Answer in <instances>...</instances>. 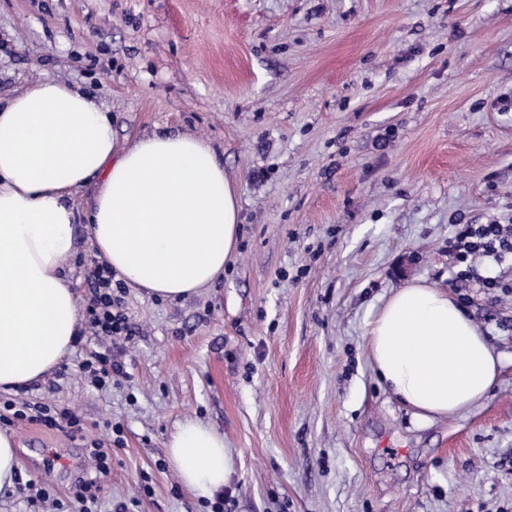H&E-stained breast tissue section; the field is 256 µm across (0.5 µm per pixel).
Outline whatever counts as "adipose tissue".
Returning a JSON list of instances; mask_svg holds the SVG:
<instances>
[{"label": "adipose tissue", "instance_id": "obj_1", "mask_svg": "<svg viewBox=\"0 0 512 512\" xmlns=\"http://www.w3.org/2000/svg\"><path fill=\"white\" fill-rule=\"evenodd\" d=\"M97 258L128 284L176 301L223 275L238 243V192L211 146L152 132L124 150L112 116L80 87L45 78L0 101V389L41 378L71 348L78 305L64 261L76 248L74 194ZM373 367L415 417L479 405L501 359L444 290L419 280L394 291L366 324ZM169 462L200 496L233 470L224 437L195 418L172 433Z\"/></svg>", "mask_w": 512, "mask_h": 512}]
</instances>
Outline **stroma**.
<instances>
[{
  "instance_id": "35a3bbf8",
  "label": "stroma",
  "mask_w": 512,
  "mask_h": 512,
  "mask_svg": "<svg viewBox=\"0 0 512 512\" xmlns=\"http://www.w3.org/2000/svg\"><path fill=\"white\" fill-rule=\"evenodd\" d=\"M109 108L117 148L196 135L238 188L223 279L171 301L125 287L132 340L104 392L81 363L25 395L80 416L21 421L23 479L64 512L89 450L99 512H210L166 446L200 419L235 471L224 512H512V294L459 282L448 239L512 225V0H0V98L40 78ZM65 262L80 305L86 225ZM448 291L500 355L477 407L417 419L371 363L366 322L414 280Z\"/></svg>"
}]
</instances>
